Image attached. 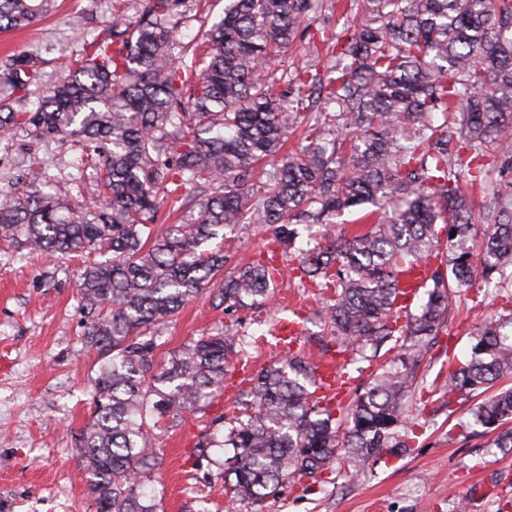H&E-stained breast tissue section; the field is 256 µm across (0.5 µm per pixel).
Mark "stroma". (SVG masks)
Instances as JSON below:
<instances>
[{
    "label": "stroma",
    "mask_w": 512,
    "mask_h": 512,
    "mask_svg": "<svg viewBox=\"0 0 512 512\" xmlns=\"http://www.w3.org/2000/svg\"><path fill=\"white\" fill-rule=\"evenodd\" d=\"M119 0H56L38 24L0 32V56L33 53L42 61L45 84H52L64 57L84 43L105 35ZM83 29L70 25L74 15ZM37 147L47 158L51 176L73 172L77 154L61 143L31 144L25 132L0 140V188L25 169V152ZM81 258L50 260L28 251H0V512H94L87 494L83 460L73 436L92 410V381L101 360L84 347L78 305L77 273ZM317 308L313 289L284 280L269 306L222 313L208 295L185 305L157 350L166 356L192 337L221 325L260 334L275 320L311 315ZM483 308L460 305L435 344L421 371L423 397L407 400L409 410H422L430 424L407 453L349 475L346 461L335 462L319 481L301 479L266 499L262 512H512V453L493 444V434L468 437L472 400L447 409L434 379L449 356L465 358L471 333ZM276 339L251 349L237 364L223 395L205 414L187 418L176 430L159 434L161 454L156 479L145 488L158 512H252L250 505L224 491L223 461L232 449L220 447V417L237 412L244 377L254 375L287 355ZM212 438L216 447L199 453L197 444Z\"/></svg>",
    "instance_id": "obj_1"
}]
</instances>
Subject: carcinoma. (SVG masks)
Segmentation results:
<instances>
[{
  "mask_svg": "<svg viewBox=\"0 0 512 512\" xmlns=\"http://www.w3.org/2000/svg\"><path fill=\"white\" fill-rule=\"evenodd\" d=\"M55 0H0V31L28 28ZM209 0H134L108 35L65 62L36 109L15 108L42 87L32 55L0 57V138L78 147L104 177L103 199L45 190L38 155L0 189V244L58 256L81 253L83 342L103 351L94 409L76 438L95 512H157L142 487L171 431L224 390L228 357L247 336L220 330L156 359L159 340L202 293L223 312L255 308L285 276L278 251L301 231L313 245L291 268L299 283L331 288L315 313L324 352L367 379L355 400L323 395L317 367L274 362L240 392L248 419H229L235 450L224 479L254 505L296 478L318 479L343 450L361 468L400 457L424 428L405 400L418 368L464 296L494 307L468 357H448V413L512 374V0H350L361 15L336 31L341 0H228L198 51L178 28ZM293 48L302 62L277 65ZM299 145L280 155L288 138ZM489 204L475 213L466 187ZM373 207V227L336 234L346 210ZM179 214L160 229L161 208ZM443 227H438V224ZM259 225L267 260L224 274L227 234ZM446 245L420 311L399 322L401 276ZM474 424L512 421V389L477 404Z\"/></svg>",
  "mask_w": 512,
  "mask_h": 512,
  "instance_id": "1",
  "label": "carcinoma"
}]
</instances>
